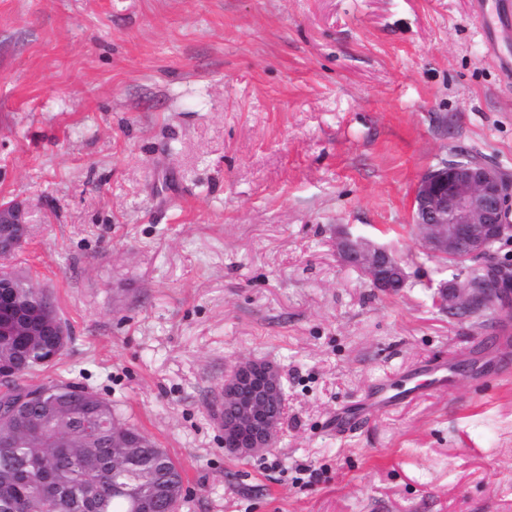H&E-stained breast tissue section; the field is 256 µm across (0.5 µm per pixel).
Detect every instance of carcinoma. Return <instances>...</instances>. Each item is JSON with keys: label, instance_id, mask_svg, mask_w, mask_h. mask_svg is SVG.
<instances>
[{"label": "carcinoma", "instance_id": "carcinoma-1", "mask_svg": "<svg viewBox=\"0 0 512 512\" xmlns=\"http://www.w3.org/2000/svg\"><path fill=\"white\" fill-rule=\"evenodd\" d=\"M40 304H29L15 318V336L0 334V356L16 365L14 378L0 386L6 390L26 385L35 373L52 366L46 361L54 351V337L25 336L36 321L49 319ZM34 389L50 390L59 396H73L81 405V417L96 420L95 441L84 444L79 421L59 412L44 432V444L32 445L22 428L37 422L43 408L32 406L25 418L15 421L0 417V512H132L128 498L117 491L126 486L149 498L152 488L173 490V498L149 502L148 512L178 509L183 478L179 464L137 427L123 421L112 402L95 391L63 379L38 384ZM118 424L141 443L133 458L122 468L112 466V426Z\"/></svg>", "mask_w": 512, "mask_h": 512}]
</instances>
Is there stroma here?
Instances as JSON below:
<instances>
[{
    "mask_svg": "<svg viewBox=\"0 0 512 512\" xmlns=\"http://www.w3.org/2000/svg\"><path fill=\"white\" fill-rule=\"evenodd\" d=\"M456 154L512 173V77L473 0H0L8 266L71 335L35 381L86 385L183 468L180 512H512V330L453 318L415 184ZM385 246L404 288L336 254ZM283 370L265 455L209 403ZM421 396L339 436L381 383ZM28 227L19 204H0V257L17 250L24 242ZM336 252L345 265L362 272L374 288L393 292L406 282L407 275L399 258L370 240L346 233L337 238Z\"/></svg>",
    "mask_w": 512,
    "mask_h": 512,
    "instance_id": "obj_1",
    "label": "stroma"
}]
</instances>
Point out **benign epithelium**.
Listing matches in <instances>:
<instances>
[{
  "label": "benign epithelium",
  "instance_id": "7a95c632",
  "mask_svg": "<svg viewBox=\"0 0 512 512\" xmlns=\"http://www.w3.org/2000/svg\"><path fill=\"white\" fill-rule=\"evenodd\" d=\"M512 178L486 162H448L425 172L417 182L413 223L430 254L459 261L493 255L494 246L512 240ZM28 227L18 204H0V257L17 250ZM341 261L360 272L372 286L385 292L403 287L406 272L387 248L346 233L336 240ZM437 301L450 316L480 313L493 305L500 314L512 315V272L469 275L465 280L444 281ZM44 397L24 390L14 402L0 399V412L19 413L22 403ZM287 393L280 368L269 360L243 359L224 376L222 413L217 427L224 433V447L239 458L265 454L274 447L287 410ZM278 407V414L270 406Z\"/></svg>",
  "mask_w": 512,
  "mask_h": 512
}]
</instances>
